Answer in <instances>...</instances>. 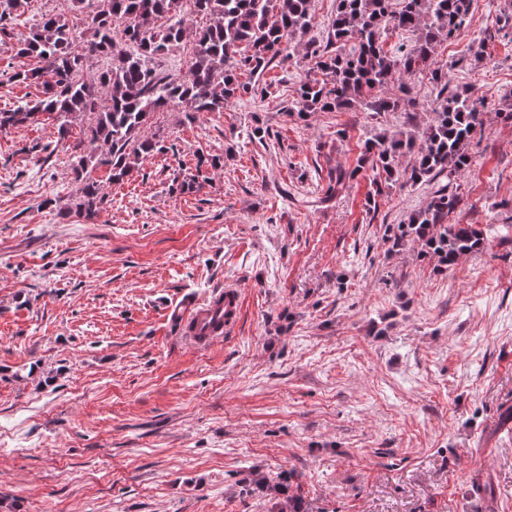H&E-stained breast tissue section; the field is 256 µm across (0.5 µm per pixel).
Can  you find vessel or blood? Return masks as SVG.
Returning <instances> with one entry per match:
<instances>
[{"label": "vessel or blood", "instance_id": "1", "mask_svg": "<svg viewBox=\"0 0 512 512\" xmlns=\"http://www.w3.org/2000/svg\"><path fill=\"white\" fill-rule=\"evenodd\" d=\"M239 308V292L229 285L224 291L209 294L199 301L166 304L165 314L176 321L193 342L205 346L222 339L234 326Z\"/></svg>", "mask_w": 512, "mask_h": 512}]
</instances>
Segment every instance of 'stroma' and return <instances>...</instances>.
I'll return each instance as SVG.
<instances>
[{
	"label": "stroma",
	"instance_id": "35a3bbf8",
	"mask_svg": "<svg viewBox=\"0 0 512 512\" xmlns=\"http://www.w3.org/2000/svg\"><path fill=\"white\" fill-rule=\"evenodd\" d=\"M337 0H316L295 64L262 75L265 98L221 112L154 113L162 146L79 215L69 149L48 123L0 132V512H269L260 470L307 512H512V32L482 62L470 46L506 0H473L436 59L485 98L458 179L454 224L489 243L439 270L384 228L427 201L371 172L319 203L327 172L403 112L289 111L312 76ZM66 0H28L0 39V110L34 102L11 81L32 63L18 36ZM186 38L157 71L184 76L203 22L179 0ZM53 145L44 157V145ZM217 156L219 168L198 167ZM197 176L181 192L176 177ZM375 195L376 212L366 210ZM231 283L234 333L190 344L161 309Z\"/></svg>",
	"mask_w": 512,
	"mask_h": 512
}]
</instances>
